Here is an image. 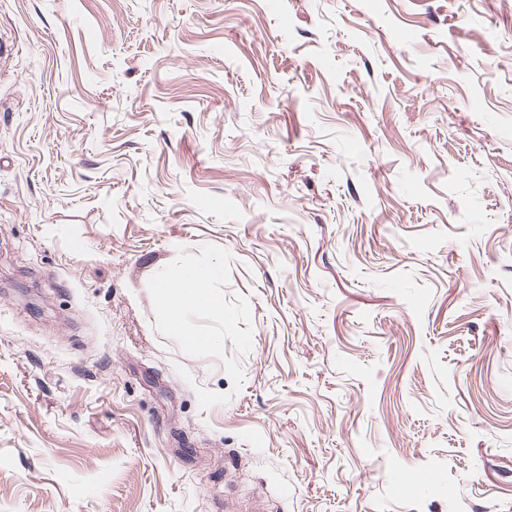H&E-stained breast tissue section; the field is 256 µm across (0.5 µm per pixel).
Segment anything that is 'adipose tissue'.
<instances>
[{"mask_svg": "<svg viewBox=\"0 0 512 512\" xmlns=\"http://www.w3.org/2000/svg\"><path fill=\"white\" fill-rule=\"evenodd\" d=\"M218 271L215 265L200 269L174 266L166 269L156 281L166 307L169 331L182 337L189 346H199L200 340L185 331V319L190 312L212 304L210 283Z\"/></svg>", "mask_w": 512, "mask_h": 512, "instance_id": "1", "label": "adipose tissue"}]
</instances>
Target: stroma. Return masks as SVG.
<instances>
[{"mask_svg":"<svg viewBox=\"0 0 512 512\" xmlns=\"http://www.w3.org/2000/svg\"><path fill=\"white\" fill-rule=\"evenodd\" d=\"M257 495L512 512V0H0V512ZM219 271V265L200 269L174 266L157 278L156 288L166 307L168 329L173 335L182 336L189 346L198 347L201 343L210 346L214 343L213 338L199 340L186 332L184 325L190 312L215 303L210 294V283Z\"/></svg>","mask_w":512,"mask_h":512,"instance_id":"35a3bbf8","label":"stroma"}]
</instances>
